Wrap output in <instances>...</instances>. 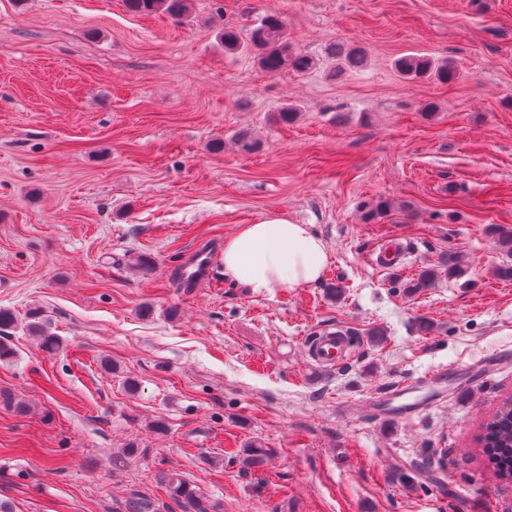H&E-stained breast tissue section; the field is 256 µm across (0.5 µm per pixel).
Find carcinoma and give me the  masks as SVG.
Returning a JSON list of instances; mask_svg holds the SVG:
<instances>
[{
  "label": "carcinoma",
  "instance_id": "carcinoma-1",
  "mask_svg": "<svg viewBox=\"0 0 512 512\" xmlns=\"http://www.w3.org/2000/svg\"><path fill=\"white\" fill-rule=\"evenodd\" d=\"M125 5L135 14L162 12L171 17L183 18L189 14L190 0H125ZM245 47H253L258 51V64L266 72L290 68L303 72L312 65L309 56L293 52L288 42L283 40V22L276 14H268L261 18L245 43L241 42L235 29L224 28L225 49L238 51ZM327 54L343 60L345 65L353 68L362 66L364 61V52L359 47L334 45L327 48ZM395 67L400 74L410 78L430 74L441 80L450 77V67L437 66L422 56H402L396 60ZM436 277L435 270L426 269L416 279L404 284V287L415 291L429 288ZM16 322L13 312L0 309V362H8L16 356V347L9 336V330L14 328ZM25 329L28 335L36 338L40 348L47 352H55L62 346L60 339L46 328L40 311L36 309L28 313ZM478 444L493 475L501 482L512 484V409L501 410L484 422ZM269 455V449L260 444L235 453L241 467L250 470L263 466ZM163 480L168 482L169 497L178 507L189 508L193 512H210L208 505L189 482L176 474L165 476Z\"/></svg>",
  "mask_w": 512,
  "mask_h": 512
}]
</instances>
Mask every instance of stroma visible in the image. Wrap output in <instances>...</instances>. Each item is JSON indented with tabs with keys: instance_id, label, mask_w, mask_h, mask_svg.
<instances>
[{
	"instance_id": "stroma-1",
	"label": "stroma",
	"mask_w": 512,
	"mask_h": 512,
	"mask_svg": "<svg viewBox=\"0 0 512 512\" xmlns=\"http://www.w3.org/2000/svg\"><path fill=\"white\" fill-rule=\"evenodd\" d=\"M190 12L0 0V308L39 309L63 341L50 354L15 329L0 363V392L26 406L0 405V501L127 512L137 496L167 512L161 478L176 472L218 512H512L476 444L512 401V280L496 275L512 263L497 242L512 229V0ZM270 13L310 70L225 51L224 27L245 38ZM333 44L362 48L363 66ZM404 55L456 76L404 79ZM270 215L326 243L320 283L256 298L225 280V236ZM387 242L405 246L401 265L375 264ZM201 244L210 275L190 292L181 270ZM139 254L150 270L130 267ZM426 269L432 287L404 289ZM328 328L351 353L310 375L305 345ZM451 364L475 374L430 386ZM403 385L414 415L372 412ZM255 440L275 454L250 472L227 451Z\"/></svg>"
}]
</instances>
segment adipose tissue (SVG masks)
<instances>
[{
  "mask_svg": "<svg viewBox=\"0 0 512 512\" xmlns=\"http://www.w3.org/2000/svg\"><path fill=\"white\" fill-rule=\"evenodd\" d=\"M222 255L225 280L259 297L317 284L329 260L325 243L308 225L282 216L240 225L225 238Z\"/></svg>",
  "mask_w": 512,
  "mask_h": 512,
  "instance_id": "ef3b65f1",
  "label": "adipose tissue"
}]
</instances>
